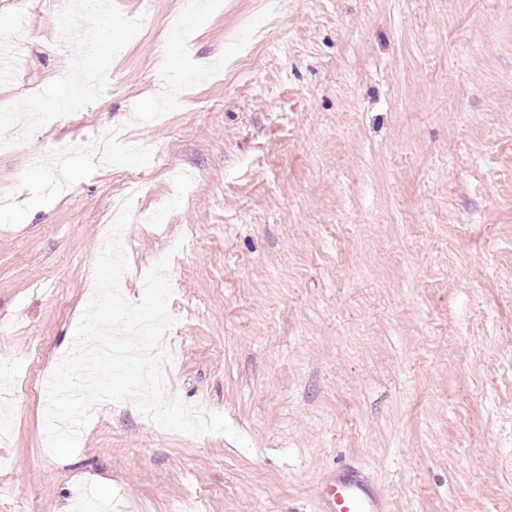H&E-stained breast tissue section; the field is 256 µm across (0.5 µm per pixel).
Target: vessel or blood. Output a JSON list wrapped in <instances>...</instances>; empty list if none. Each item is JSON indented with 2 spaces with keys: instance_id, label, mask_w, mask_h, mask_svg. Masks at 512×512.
Returning a JSON list of instances; mask_svg holds the SVG:
<instances>
[{
  "instance_id": "b4317fda",
  "label": "vessel or blood",
  "mask_w": 512,
  "mask_h": 512,
  "mask_svg": "<svg viewBox=\"0 0 512 512\" xmlns=\"http://www.w3.org/2000/svg\"><path fill=\"white\" fill-rule=\"evenodd\" d=\"M324 512H384L383 497L354 471L342 470L326 479L319 489Z\"/></svg>"
}]
</instances>
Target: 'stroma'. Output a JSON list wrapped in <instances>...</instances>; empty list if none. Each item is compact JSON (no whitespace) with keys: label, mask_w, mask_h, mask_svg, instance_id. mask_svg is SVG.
<instances>
[{"label":"stroma","mask_w":512,"mask_h":512,"mask_svg":"<svg viewBox=\"0 0 512 512\" xmlns=\"http://www.w3.org/2000/svg\"><path fill=\"white\" fill-rule=\"evenodd\" d=\"M223 3L182 45L178 0H110L84 119L0 123V512H320L342 463L386 512H512V0ZM25 16L0 115L55 103L102 24L0 0ZM162 46L201 77L159 122ZM134 171L164 221L127 224L124 295L168 260L160 368L233 433L104 401L60 460L45 387Z\"/></svg>","instance_id":"35a3bbf8"}]
</instances>
